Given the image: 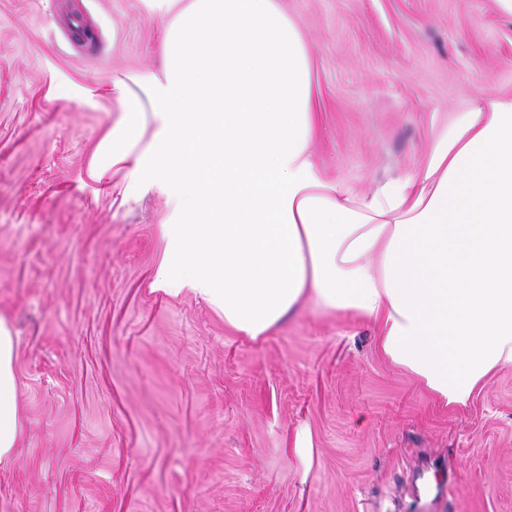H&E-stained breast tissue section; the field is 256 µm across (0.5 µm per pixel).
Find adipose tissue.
Here are the masks:
<instances>
[{"label":"adipose tissue","mask_w":512,"mask_h":512,"mask_svg":"<svg viewBox=\"0 0 512 512\" xmlns=\"http://www.w3.org/2000/svg\"><path fill=\"white\" fill-rule=\"evenodd\" d=\"M156 3L163 71L113 79L89 168L167 195L156 288L252 340L308 301L357 315L447 406L512 367V94H479L417 171L363 193L320 170L310 55L278 0ZM15 349L0 319V461L21 430Z\"/></svg>","instance_id":"1"}]
</instances>
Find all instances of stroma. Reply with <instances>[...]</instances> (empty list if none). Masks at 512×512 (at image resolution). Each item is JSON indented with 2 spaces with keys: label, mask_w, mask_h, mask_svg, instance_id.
Masks as SVG:
<instances>
[{
  "label": "stroma",
  "mask_w": 512,
  "mask_h": 512,
  "mask_svg": "<svg viewBox=\"0 0 512 512\" xmlns=\"http://www.w3.org/2000/svg\"><path fill=\"white\" fill-rule=\"evenodd\" d=\"M279 3L311 57L318 164L359 191L419 168L472 96L512 94L495 0ZM164 20L153 0H0V318L22 419L0 512H512V368L446 407L355 315L307 303L252 341L151 289L171 206L90 178L117 113L71 91L159 71Z\"/></svg>",
  "instance_id": "stroma-1"
}]
</instances>
